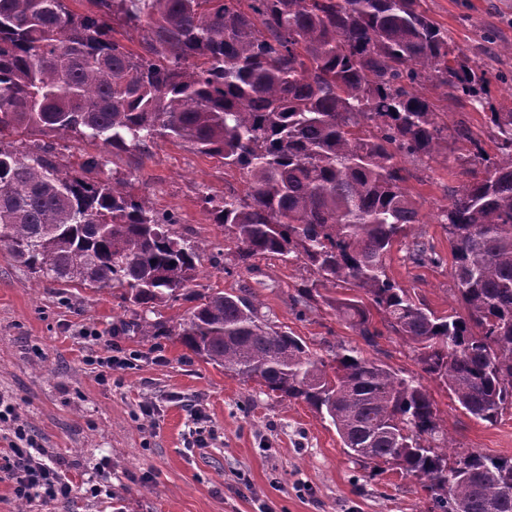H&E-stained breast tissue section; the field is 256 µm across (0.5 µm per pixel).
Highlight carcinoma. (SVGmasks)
<instances>
[{"instance_id": "carcinoma-1", "label": "carcinoma", "mask_w": 512, "mask_h": 512, "mask_svg": "<svg viewBox=\"0 0 512 512\" xmlns=\"http://www.w3.org/2000/svg\"><path fill=\"white\" fill-rule=\"evenodd\" d=\"M0 0V248L35 277L110 289L141 309L128 327L175 336L205 362L329 419L347 455L388 465L431 493L437 512H512V459L448 438L427 389L356 347L328 357L260 315L255 297L191 295L205 245L179 236L102 154L69 167L68 135L107 151L185 143L246 172L244 192L205 198L231 235L237 266L258 255L302 262L315 297L368 345L370 308L410 346L458 408L497 424L512 409V109H492L496 159L440 210L468 318L438 315L386 274L393 245L421 223L402 158L435 160L453 131L422 93L483 105L487 72L470 66L422 0ZM141 30L139 49L111 23ZM409 258L440 262L415 237ZM342 288L330 296L319 288ZM184 296L178 320L147 314ZM34 138L40 141L53 143L58 150L63 152L65 158H67L75 167H77L78 164L82 162L86 155L99 153V151H101L102 148L99 143L96 144L86 140H76L74 138L61 139L58 138L57 136H37L32 138L30 136H13L10 137L9 139H22L24 141L31 139L33 140Z\"/></svg>"}]
</instances>
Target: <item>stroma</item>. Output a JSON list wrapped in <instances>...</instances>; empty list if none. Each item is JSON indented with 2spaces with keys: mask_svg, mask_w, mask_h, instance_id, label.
Listing matches in <instances>:
<instances>
[{
  "mask_svg": "<svg viewBox=\"0 0 512 512\" xmlns=\"http://www.w3.org/2000/svg\"><path fill=\"white\" fill-rule=\"evenodd\" d=\"M425 7L469 62L486 69V108L511 103L512 86L497 76L512 73V0H425ZM487 30L495 31L497 44L481 41ZM452 118L479 132V147L449 142L450 168L439 160L404 162L407 186L420 204L418 231L442 261L416 266L406 244L398 243L386 271L435 312L461 315L465 309L438 214L466 183L464 171L475 151L491 156L495 147L484 111L457 110ZM109 168L131 178L136 193L157 211L176 212L178 235L204 243L195 291L249 290L267 319L318 354L339 342L360 347L364 356L427 388L448 430L449 453L512 458V416L490 426L464 414L443 384L423 374L382 314L373 316L377 344L367 346L324 303H296L298 288L312 280L302 264L261 255L253 258V271L225 273L230 242L223 226L210 219L203 196L228 187L244 190L243 173L171 143L142 156H111ZM131 319L111 290L36 281L0 251V396L13 404L17 423L35 436L44 460L63 461L74 485L63 502L25 501L0 471V512H428L418 481L353 462L334 426L305 403L226 375L175 337L143 341L128 329ZM86 328L97 330V338L83 336ZM111 346L141 358L135 368L115 370L103 381L85 359L106 355ZM145 403L153 405V416H142ZM198 410L215 432L206 448L189 445Z\"/></svg>",
  "mask_w": 512,
  "mask_h": 512,
  "instance_id": "1",
  "label": "stroma"
}]
</instances>
